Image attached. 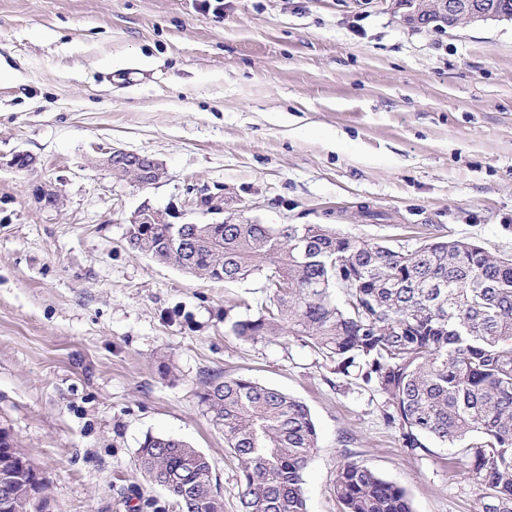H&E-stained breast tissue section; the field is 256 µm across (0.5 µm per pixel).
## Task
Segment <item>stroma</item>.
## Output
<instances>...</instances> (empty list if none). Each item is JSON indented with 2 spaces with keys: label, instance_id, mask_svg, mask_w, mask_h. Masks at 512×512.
<instances>
[{
  "label": "stroma",
  "instance_id": "35a3bbf8",
  "mask_svg": "<svg viewBox=\"0 0 512 512\" xmlns=\"http://www.w3.org/2000/svg\"><path fill=\"white\" fill-rule=\"evenodd\" d=\"M112 148L161 160L141 188ZM0 427L43 477L53 512H175L136 466L146 434L213 463L224 512L239 473L199 403L247 375L303 401L318 433L309 512H340L359 462L413 512H480L466 459L401 448L384 399L333 377L294 337L238 339L264 276L195 278L133 250L148 204L207 223L325 224L415 246L448 234L512 254V21L401 23L394 0H0ZM49 181L57 208L35 202Z\"/></svg>",
  "mask_w": 512,
  "mask_h": 512
}]
</instances>
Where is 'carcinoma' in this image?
Here are the masks:
<instances>
[{"label":"carcinoma","instance_id":"cac0c4a2","mask_svg":"<svg viewBox=\"0 0 512 512\" xmlns=\"http://www.w3.org/2000/svg\"><path fill=\"white\" fill-rule=\"evenodd\" d=\"M167 228L127 242L200 279L265 273L268 304L236 321L235 336L302 341L385 398L401 447L458 449L481 512H512V257L453 237L400 250L324 224H226L222 237L197 224L186 256ZM199 403L237 464L238 512H308L303 473L318 434L306 404L244 375L206 382ZM22 456L0 428V462L15 468ZM137 466L178 512H224L210 459L188 442L148 433ZM37 492L29 477L0 487L25 510ZM336 496L341 512H412L403 489L357 462L338 471Z\"/></svg>","mask_w":512,"mask_h":512}]
</instances>
